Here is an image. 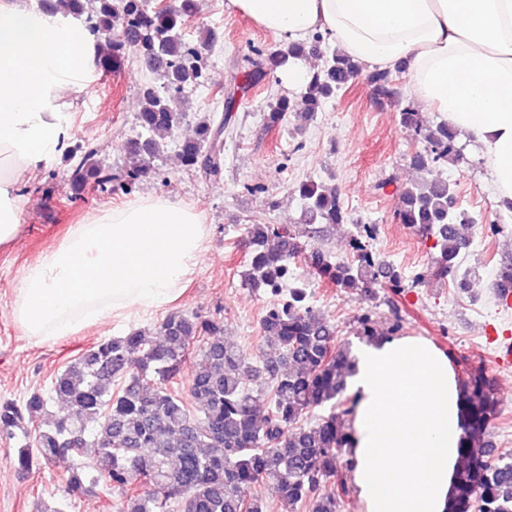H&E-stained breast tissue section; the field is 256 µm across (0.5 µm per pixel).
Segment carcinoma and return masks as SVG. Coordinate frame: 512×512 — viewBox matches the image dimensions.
I'll return each mask as SVG.
<instances>
[{"mask_svg": "<svg viewBox=\"0 0 512 512\" xmlns=\"http://www.w3.org/2000/svg\"><path fill=\"white\" fill-rule=\"evenodd\" d=\"M42 9L85 17L97 67L104 71L120 68L130 50L152 62V71L170 92L183 95L204 83L206 61L182 36L195 0H176L174 7L152 12L144 0H42ZM123 31L135 35L133 48L118 40ZM313 51L317 48L295 44L257 52V58H247L250 69L241 91L252 89L288 59ZM359 73L360 66L341 52L327 58L306 84L305 116L347 88ZM370 80L378 95L400 105V125L423 144L412 156L415 166L423 169L459 158L457 132L446 122L434 128L423 125L414 107L402 105L403 93L391 71H376ZM140 99L138 123L146 137L126 144L138 163L125 173L127 191L184 119L152 85L142 89ZM233 108L229 97L224 117L200 121L195 135L181 142L185 165L209 176L220 173L219 144ZM290 110L286 97L269 103L266 128L283 122ZM95 154L94 148L80 144L65 152L70 189L77 192L90 182L104 192L112 186V168L101 166ZM296 192L310 223L347 221L336 188L309 180ZM400 195V223L433 238L439 248L437 274L465 287L471 277L461 262L465 239L452 228L474 220L458 210L453 184L429 180L402 189ZM367 229L362 226L353 239L349 261L332 264L317 250L307 256L308 263L342 288L377 278L380 262L362 241ZM246 233L251 253L245 284L280 294L298 246L288 231L271 224H249ZM261 330L265 345L259 348L257 365L244 351L224 343V318L204 319L182 311L167 314L153 336L134 330L93 343L55 376L52 393L66 411L38 431L33 444L17 449V469L26 474L69 457L67 490L91 494L102 484L116 489L122 495L119 512H267L266 501L252 492L257 485L267 487L284 512H338L347 488L336 477L350 465L344 455L352 448L345 418L356 409V396L346 394L354 359L337 344L336 325L306 302L300 286L288 287V296L267 309ZM198 339L202 347L191 363L190 407L168 384L181 373L189 346ZM254 375L265 376V386L255 391L246 386ZM463 390L466 425L452 512H512V455L489 461L473 450L496 402L477 374L468 377ZM47 405L39 391L20 403L1 399L0 435L15 436L24 418L42 416Z\"/></svg>", "mask_w": 512, "mask_h": 512, "instance_id": "carcinoma-1", "label": "carcinoma"}]
</instances>
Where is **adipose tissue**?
<instances>
[{"label":"adipose tissue","instance_id":"1","mask_svg":"<svg viewBox=\"0 0 512 512\" xmlns=\"http://www.w3.org/2000/svg\"><path fill=\"white\" fill-rule=\"evenodd\" d=\"M281 44L324 33L367 71L403 66L410 89L480 144L498 202L512 201V0H225ZM94 48L61 15L0 0V246L16 240V186L57 149L70 94ZM209 230L200 213L149 196L88 216L22 271L12 312L45 342L87 324L175 300ZM358 396L350 450L364 512H451L463 392L430 340L364 345L350 378Z\"/></svg>","mask_w":512,"mask_h":512}]
</instances>
